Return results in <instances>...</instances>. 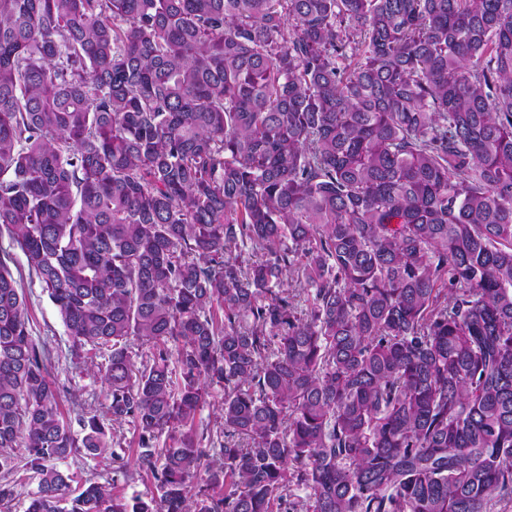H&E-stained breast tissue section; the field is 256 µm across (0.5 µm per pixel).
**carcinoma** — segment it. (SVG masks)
<instances>
[{"mask_svg": "<svg viewBox=\"0 0 512 512\" xmlns=\"http://www.w3.org/2000/svg\"><path fill=\"white\" fill-rule=\"evenodd\" d=\"M3 233L108 404L1 250L0 512L512 505V0H0ZM0 248L14 254L10 268L15 277L20 278L25 287L26 304L29 318V330L36 341L44 343L53 353V376L60 386L61 408L66 416L75 418L70 393H80L84 413L102 414L105 410L106 390L97 368L76 365L70 354V340L59 314L41 288L35 276L29 274L25 259L17 249L9 248L6 234L0 236ZM209 392L207 403L204 405L200 415H198V420H200L199 424H202L203 427L207 426L211 430L214 440H216V436H219V433H221V436L223 435V419L221 418L220 407H218L223 396V390L220 387L214 386L209 389ZM115 436L121 439L126 454L122 460L114 462L110 456L106 458H76L67 462L72 471L85 477H94L101 483L113 478L114 493L130 499L141 495L150 496L153 491V479L147 476L138 467V453L140 449L137 446V436L129 425H124L120 429L116 428Z\"/></svg>", "mask_w": 512, "mask_h": 512, "instance_id": "cac0c4a2", "label": "carcinoma"}]
</instances>
